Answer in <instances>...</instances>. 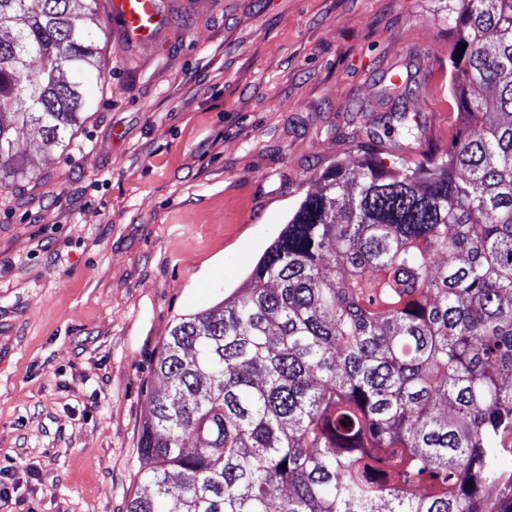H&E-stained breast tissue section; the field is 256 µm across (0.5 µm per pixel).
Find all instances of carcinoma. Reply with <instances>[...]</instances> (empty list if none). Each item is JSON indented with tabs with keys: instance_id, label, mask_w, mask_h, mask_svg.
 <instances>
[{
	"instance_id": "cac0c4a2",
	"label": "carcinoma",
	"mask_w": 512,
	"mask_h": 512,
	"mask_svg": "<svg viewBox=\"0 0 512 512\" xmlns=\"http://www.w3.org/2000/svg\"><path fill=\"white\" fill-rule=\"evenodd\" d=\"M97 2L0 0L1 187L21 133L63 150L84 121ZM446 8L457 138L331 167L238 292L179 318L127 512H512V0Z\"/></svg>"
}]
</instances>
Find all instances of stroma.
Wrapping results in <instances>:
<instances>
[{"instance_id":"1","label":"stroma","mask_w":512,"mask_h":512,"mask_svg":"<svg viewBox=\"0 0 512 512\" xmlns=\"http://www.w3.org/2000/svg\"><path fill=\"white\" fill-rule=\"evenodd\" d=\"M105 80L65 150L0 187V469L10 512H127L153 367L223 303L318 178L361 146L448 147L443 0H160L126 37L98 0Z\"/></svg>"}]
</instances>
